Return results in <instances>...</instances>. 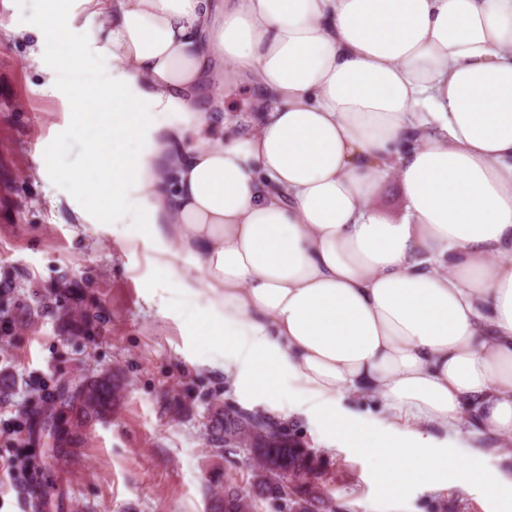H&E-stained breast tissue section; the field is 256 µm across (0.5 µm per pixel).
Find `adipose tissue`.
<instances>
[{"instance_id":"ef3b65f1","label":"adipose tissue","mask_w":512,"mask_h":512,"mask_svg":"<svg viewBox=\"0 0 512 512\" xmlns=\"http://www.w3.org/2000/svg\"><path fill=\"white\" fill-rule=\"evenodd\" d=\"M43 2L87 145L60 175L79 221L134 205L234 388L289 387L391 497L453 474L512 512V0ZM93 55L109 77L77 81ZM224 80L248 121L200 105ZM388 178L396 219L373 202Z\"/></svg>"}]
</instances>
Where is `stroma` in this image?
I'll use <instances>...</instances> for the list:
<instances>
[{"instance_id": "1", "label": "stroma", "mask_w": 512, "mask_h": 512, "mask_svg": "<svg viewBox=\"0 0 512 512\" xmlns=\"http://www.w3.org/2000/svg\"><path fill=\"white\" fill-rule=\"evenodd\" d=\"M41 0H0V460L24 457L25 471L0 499L42 484L47 512H209L213 476L248 485L242 449L216 452L205 440L213 404L244 408L220 372L223 344L201 335L210 312L183 295L151 261L134 211L116 224H82L54 172L80 171L86 143L63 123L60 96L41 87L53 42L29 27ZM49 176L38 178V168ZM121 371L127 383L112 414L87 425L62 456L46 441L18 448L11 433L39 425L58 381ZM284 422V421H283ZM290 439L315 451L314 487L329 512H498L479 487H413L400 501L384 491L377 463L350 444L329 448L317 420L284 422Z\"/></svg>"}]
</instances>
